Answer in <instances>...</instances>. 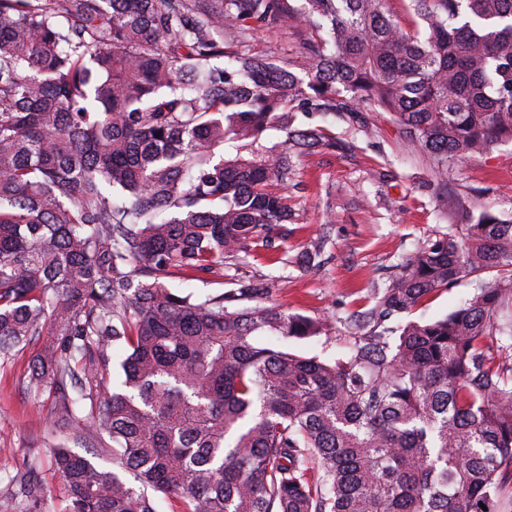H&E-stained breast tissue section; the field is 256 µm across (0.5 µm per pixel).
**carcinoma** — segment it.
Masks as SVG:
<instances>
[{"label":"carcinoma","mask_w":512,"mask_h":512,"mask_svg":"<svg viewBox=\"0 0 512 512\" xmlns=\"http://www.w3.org/2000/svg\"><path fill=\"white\" fill-rule=\"evenodd\" d=\"M409 12L407 30L386 0H0V358L45 337L26 389L69 427L65 512H512V219L416 247L334 358L257 341L326 328L258 303L262 282L166 281L272 247L292 220L272 187L327 144L298 110L386 112L443 178L512 145V0ZM256 24L310 30L304 76L247 48ZM463 281L448 314L388 322ZM95 433L110 470L70 448Z\"/></svg>","instance_id":"1"}]
</instances>
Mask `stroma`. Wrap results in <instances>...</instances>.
I'll list each match as a JSON object with an SVG mask.
<instances>
[{"instance_id":"1","label":"stroma","mask_w":512,"mask_h":512,"mask_svg":"<svg viewBox=\"0 0 512 512\" xmlns=\"http://www.w3.org/2000/svg\"><path fill=\"white\" fill-rule=\"evenodd\" d=\"M309 37L305 29L257 27L250 45L282 58L297 72ZM294 124L323 129L336 144L295 159L285 188L294 219L282 226L278 248L259 246L225 259L223 273L201 280L175 272L168 282L197 294L222 291L231 277L266 282L270 303L326 324L324 335L289 340V348L299 354L329 358L344 350L348 339L341 317L369 308L373 288L418 243L447 233L461 210L512 216L510 144L450 164L448 201L440 206L433 194L438 184L433 163L408 147L402 127L389 114L369 108L348 123L334 115L299 112ZM313 241L320 252L303 262ZM40 346L33 340L11 360L0 361V496L15 494L14 476L32 466L50 493L26 503L25 512H65V486L47 460L61 434L53 401L25 389Z\"/></svg>"}]
</instances>
